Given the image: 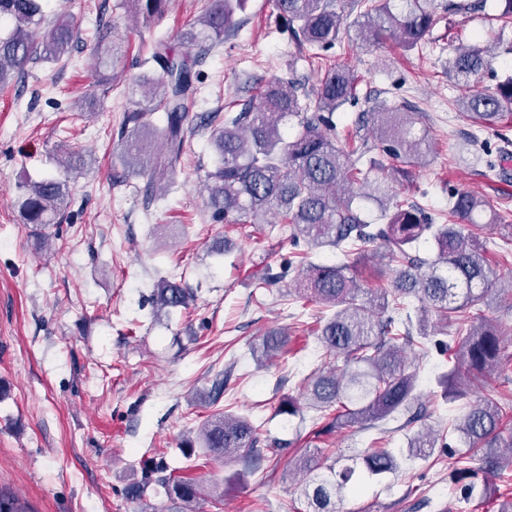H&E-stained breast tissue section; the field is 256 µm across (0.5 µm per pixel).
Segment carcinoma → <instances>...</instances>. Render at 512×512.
<instances>
[{
    "mask_svg": "<svg viewBox=\"0 0 512 512\" xmlns=\"http://www.w3.org/2000/svg\"><path fill=\"white\" fill-rule=\"evenodd\" d=\"M44 0H0V25L12 28L0 34V86L20 75L30 62L66 64L76 38L73 19L61 16L38 41L29 29L44 22ZM169 0H118L122 8L145 19H159ZM494 15L498 31L512 30V0H499ZM248 0H206L201 14L182 34L183 43L195 56L180 54L165 40L153 44L142 64H153L150 98L153 110L164 115L157 128L138 110L124 113L118 134L125 143L124 165L146 179L145 197L152 202L164 189L161 179L176 169L185 152L188 101L196 93L193 68L201 56L224 42L240 24L236 19ZM356 11L353 24L360 36L374 44L387 39L406 50L424 51L434 24L435 0H347ZM289 37L302 49L301 60L319 74L307 88L294 76L273 78L260 86L238 110L203 117L213 127L211 142L217 162L206 171L205 208L216 224H287L291 240L304 241L311 250L333 248L345 256L366 257L376 242L393 272L390 287L371 299L361 298L363 289L351 266L331 260L312 262L304 255L288 263L295 297L314 302L326 311L317 332L325 359L303 382L301 397L285 396L278 406L286 420L317 414L315 436L329 437L340 429L374 425L398 414H409L410 425L425 415L418 389L419 365L408 357L416 350L429 356L430 348L444 353V344L430 336L432 322L457 325L454 353L448 370L436 377L448 400L460 397L465 382L487 385L512 367L500 334L492 322L478 313L493 290V272L487 246L480 240L478 217L486 202L470 191L448 188V212L432 214L420 202L392 190L393 183L410 178L411 168L428 161L432 138L427 130L414 129L407 103L383 101L366 115L364 127L370 136H354L344 146L336 145L335 113L354 98L356 78L345 66L329 63L327 52L342 44L347 16L337 10L336 0H275ZM485 8L481 0H446L448 15L475 13ZM121 49L102 34L94 55L98 64L117 59ZM488 49L462 47L448 60V77L467 85L488 68ZM463 113L478 127L504 123L512 116V77L493 90L477 92L464 104ZM297 120L294 135L282 126ZM500 145L492 152L467 141L473 162L492 172L508 154L512 140L499 134ZM398 160L391 172L374 158L373 151ZM67 182L53 177L27 180L18 186L17 205L24 223L41 233L58 222L69 198ZM376 202L379 212L372 223L362 216L360 204ZM428 246L433 256L419 254ZM493 256L512 263V235L500 238ZM193 297L186 284L169 277L153 285L151 302L156 315L187 307ZM288 333L271 329L255 350L264 363L281 356ZM504 407L493 399L469 404L448 430L425 426L407 437L406 447L369 448L361 458L337 465L328 448H307L288 464V475L308 478L301 489L302 507L293 512H336L347 494L359 492L370 480L395 475L404 461H426L439 449L453 457L456 450L448 437L468 448L488 451L487 467L501 472L512 464V435ZM260 427L246 416L214 413L199 425L198 436L187 438L182 451L190 458L196 448L209 460L247 463L263 457ZM451 481L462 499L502 498L498 512H512V494L483 479L475 481L470 468L455 461ZM161 490L166 512H194L203 495L195 479L166 473L163 462L147 468L142 479L127 485L124 495L140 499L150 486ZM0 512H33L23 500L0 493Z\"/></svg>",
    "mask_w": 512,
    "mask_h": 512,
    "instance_id": "carcinoma-1",
    "label": "carcinoma"
}]
</instances>
